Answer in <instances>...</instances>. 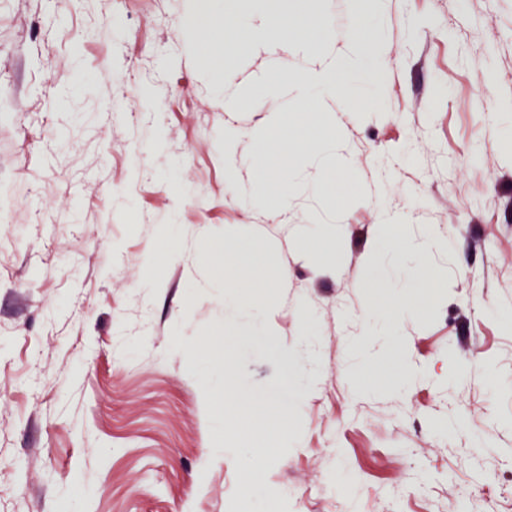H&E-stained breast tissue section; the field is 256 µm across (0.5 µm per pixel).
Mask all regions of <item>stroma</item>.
<instances>
[{
	"mask_svg": "<svg viewBox=\"0 0 512 512\" xmlns=\"http://www.w3.org/2000/svg\"><path fill=\"white\" fill-rule=\"evenodd\" d=\"M211 5L0 0V512H512V0H382L374 107L326 105L349 178L288 171L351 198L276 210L236 194L304 114L225 111L269 54L214 78L188 45ZM382 210L449 243L388 335L362 312V282L403 293ZM242 236L270 262L250 309L201 260ZM367 358L424 376L362 391ZM226 387L281 439L258 466L206 406Z\"/></svg>",
	"mask_w": 512,
	"mask_h": 512,
	"instance_id": "1",
	"label": "stroma"
}]
</instances>
